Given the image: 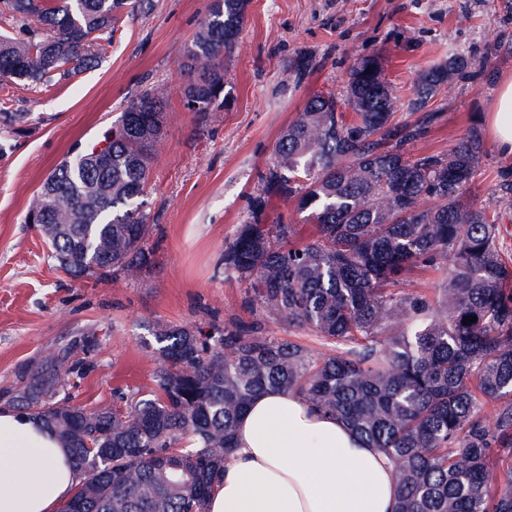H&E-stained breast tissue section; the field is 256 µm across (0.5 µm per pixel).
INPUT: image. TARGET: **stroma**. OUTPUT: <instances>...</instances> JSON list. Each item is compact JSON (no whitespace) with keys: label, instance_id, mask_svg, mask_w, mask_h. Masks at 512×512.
Returning <instances> with one entry per match:
<instances>
[{"label":"stroma","instance_id":"1","mask_svg":"<svg viewBox=\"0 0 512 512\" xmlns=\"http://www.w3.org/2000/svg\"><path fill=\"white\" fill-rule=\"evenodd\" d=\"M212 0H150L126 18L96 67L56 85L0 86V100L30 113L0 156V405L55 357L63 390L86 411L123 405L153 385L147 322L209 328L248 317L242 285L222 273L224 241L249 218V198L295 112L318 94L345 98L356 58L380 56L397 99V121L418 75L459 53L475 60L429 107L441 117L417 154L454 146L484 129L499 79L512 75V0H249L224 62L231 101L206 120L189 112L176 66ZM306 54L310 66L292 65ZM167 91L164 143L147 209L151 264L135 280L74 277L55 269L38 228L25 221L32 196L77 148L97 143L131 100ZM469 186L494 199L512 172L491 137Z\"/></svg>","mask_w":512,"mask_h":512}]
</instances>
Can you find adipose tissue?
Listing matches in <instances>:
<instances>
[{
  "label": "adipose tissue",
  "mask_w": 512,
  "mask_h": 512,
  "mask_svg": "<svg viewBox=\"0 0 512 512\" xmlns=\"http://www.w3.org/2000/svg\"><path fill=\"white\" fill-rule=\"evenodd\" d=\"M486 124L512 158V76L501 80ZM206 512H393L392 466L341 421L297 394L256 398ZM81 480L69 452L30 412L0 409V512H60Z\"/></svg>",
  "instance_id": "ef3b65f1"
}]
</instances>
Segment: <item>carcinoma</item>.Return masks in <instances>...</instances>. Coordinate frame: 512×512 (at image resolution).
Listing matches in <instances>:
<instances>
[{
    "instance_id": "cac0c4a2",
    "label": "carcinoma",
    "mask_w": 512,
    "mask_h": 512,
    "mask_svg": "<svg viewBox=\"0 0 512 512\" xmlns=\"http://www.w3.org/2000/svg\"><path fill=\"white\" fill-rule=\"evenodd\" d=\"M18 19L0 33V84L39 88L96 66L124 14L143 0H0ZM248 0H213L184 50L186 108L204 120L224 107V55ZM471 67L458 53L422 72L412 106ZM162 88L132 100L106 148L64 160L29 202L58 269L137 278L153 229L144 196L163 140ZM350 111H342V107ZM378 57L350 71L345 102L307 101L283 131L250 220L224 244V277L246 288L244 320L224 328L158 321L153 388L124 407L86 412L59 397L61 377L34 378L20 395L70 450L82 474L80 512H205L235 449L239 418L260 395L290 391L345 423L393 465L394 512H512V265L499 247L497 210L467 191L483 153L476 128L446 152L413 155L438 113L395 120ZM28 121L0 104V153ZM107 151L102 155L99 150ZM295 204L315 233L268 224L271 200ZM440 270L439 294L400 284ZM477 321L463 324V318ZM304 328L332 353L268 335L265 319Z\"/></svg>"
}]
</instances>
